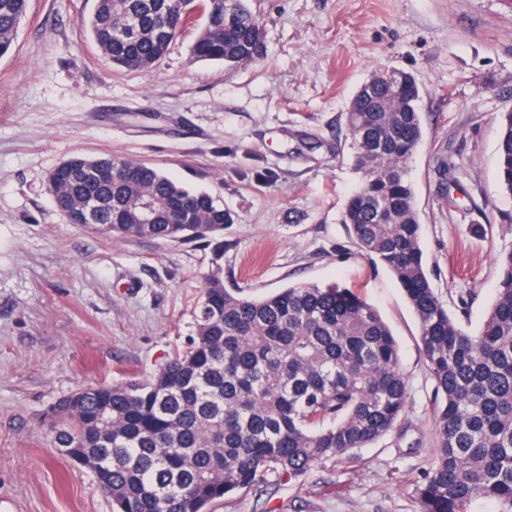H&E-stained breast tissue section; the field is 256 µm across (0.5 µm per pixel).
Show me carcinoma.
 <instances>
[{
  "mask_svg": "<svg viewBox=\"0 0 512 512\" xmlns=\"http://www.w3.org/2000/svg\"><path fill=\"white\" fill-rule=\"evenodd\" d=\"M195 0H95L82 20L102 58L149 70L167 53ZM204 24L192 44L203 61L243 64L266 54L262 19L246 0ZM29 0H0V56ZM416 81L376 73L346 113L362 180L342 214L360 250L396 277L420 327L436 389L435 461L420 491L424 512H466L485 498L512 512V251L498 257L495 300L477 332L440 301L423 263L407 162L422 137ZM125 172L108 179L99 170ZM502 189L512 195V112L499 133ZM55 207L68 218L87 203L102 233L171 242L218 236L231 216L214 197L120 156L74 155L51 170ZM187 206L171 223L173 205ZM154 222L134 223L137 206ZM407 385L398 343L379 313L335 284H297L262 299L205 278L196 334L148 381L80 388L45 421L55 447L90 469L112 512H211L214 503L273 475L363 448L403 413Z\"/></svg>",
  "mask_w": 512,
  "mask_h": 512,
  "instance_id": "carcinoma-1",
  "label": "carcinoma"
}]
</instances>
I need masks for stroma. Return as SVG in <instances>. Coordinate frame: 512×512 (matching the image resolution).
I'll use <instances>...</instances> for the list:
<instances>
[{
    "mask_svg": "<svg viewBox=\"0 0 512 512\" xmlns=\"http://www.w3.org/2000/svg\"><path fill=\"white\" fill-rule=\"evenodd\" d=\"M264 59L198 60L192 24L149 70L114 68L82 27L94 0H30L0 56V512H112L60 455L46 410L89 385L150 378L195 334L204 278L263 298L297 283L351 289L400 347L408 400L365 448L269 477L213 512H422L434 464L435 383L393 274L341 217L361 176L345 114L373 73L419 84L407 166L421 248L445 307L471 331L512 251L498 137L512 111V0H247ZM151 164L230 212L224 249L114 239L67 223L47 177L74 156ZM456 177L443 180L444 166Z\"/></svg>",
    "mask_w": 512,
    "mask_h": 512,
    "instance_id": "1",
    "label": "stroma"
}]
</instances>
